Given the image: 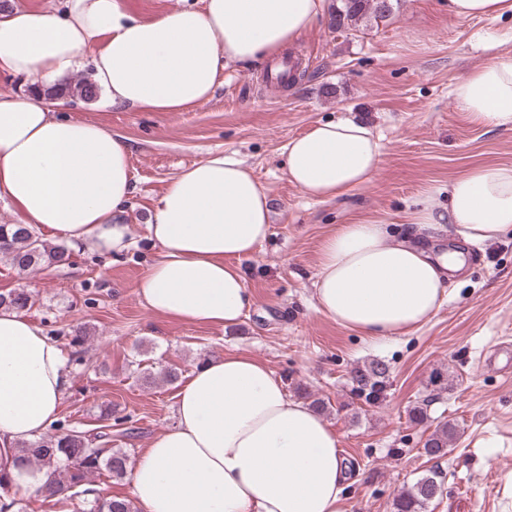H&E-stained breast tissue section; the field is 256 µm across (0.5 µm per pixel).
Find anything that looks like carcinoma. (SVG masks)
<instances>
[{
  "label": "carcinoma",
  "mask_w": 512,
  "mask_h": 512,
  "mask_svg": "<svg viewBox=\"0 0 512 512\" xmlns=\"http://www.w3.org/2000/svg\"><path fill=\"white\" fill-rule=\"evenodd\" d=\"M393 5L389 0H333L331 26L336 30H354L363 21H382L390 16ZM77 94L86 100L94 99L98 90L85 80L77 87H52L43 92L49 99H61ZM3 256L20 272L34 273L49 267L70 264V252L63 246L48 245L38 229L25 224H0V257ZM34 305L33 295L24 288L0 293V308L28 311ZM389 366L375 360L365 368L351 372V394L354 399L375 405L383 398L389 383ZM455 423L444 421L423 444L424 453L443 457L452 451L457 440ZM18 454L30 468L47 476L45 494L62 500L77 497L91 500L90 512H135L129 499L102 498L90 488V478L106 471L122 478L127 473L126 452L112 447V435L98 432L88 435L63 421L53 425V432L30 443L18 446ZM442 485L440 473L430 470L402 490L392 502L393 512H426L437 498L436 489ZM11 473L0 469V512H12L18 505L11 496Z\"/></svg>",
  "instance_id": "1"
}]
</instances>
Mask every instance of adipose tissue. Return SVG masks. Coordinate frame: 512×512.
Returning <instances> with one entry per match:
<instances>
[{"label": "adipose tissue", "instance_id": "adipose-tissue-1", "mask_svg": "<svg viewBox=\"0 0 512 512\" xmlns=\"http://www.w3.org/2000/svg\"><path fill=\"white\" fill-rule=\"evenodd\" d=\"M144 21L121 0H65L0 12V75L33 89L84 65L106 106L183 112L208 99L232 64H261L323 17V0H201ZM454 97L477 123L512 128V60L463 75ZM291 182L314 199L367 183L384 156L357 118L319 121L284 147ZM133 193L124 138L55 113L49 102L0 93V197L19 221L84 248L116 255L133 243ZM461 248L433 253L444 232ZM512 231V165L466 168L447 188L425 189L401 239L387 225H339L322 244L320 313L372 340L409 334L448 295L466 245ZM158 255L136 291L153 313L226 328L253 296L241 269L270 233L269 198L246 163L221 153L182 169L147 224ZM68 360L25 312L0 310V464L21 494L44 474L14 459L17 445L57 419ZM139 512H347L341 439L281 378L246 354L198 367L176 394V422L130 471Z\"/></svg>", "mask_w": 512, "mask_h": 512}]
</instances>
